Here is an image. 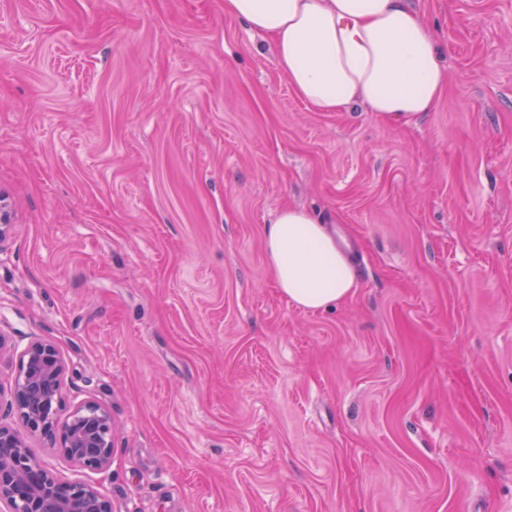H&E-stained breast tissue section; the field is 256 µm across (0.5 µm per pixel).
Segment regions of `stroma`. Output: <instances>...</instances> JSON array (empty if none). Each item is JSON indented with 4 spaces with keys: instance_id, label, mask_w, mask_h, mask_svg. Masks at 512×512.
<instances>
[{
    "instance_id": "1",
    "label": "stroma",
    "mask_w": 512,
    "mask_h": 512,
    "mask_svg": "<svg viewBox=\"0 0 512 512\" xmlns=\"http://www.w3.org/2000/svg\"><path fill=\"white\" fill-rule=\"evenodd\" d=\"M448 86L406 126L299 99L224 0H0V329L53 340L115 512H512V0H411ZM284 206L357 286L289 305Z\"/></svg>"
}]
</instances>
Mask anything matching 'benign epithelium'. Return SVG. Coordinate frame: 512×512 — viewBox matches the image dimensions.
<instances>
[{"instance_id":"1","label":"benign epithelium","mask_w":512,"mask_h":512,"mask_svg":"<svg viewBox=\"0 0 512 512\" xmlns=\"http://www.w3.org/2000/svg\"><path fill=\"white\" fill-rule=\"evenodd\" d=\"M11 225L10 205L0 194V244ZM17 357L7 413L19 415L29 432L49 438L80 468L107 469L113 453L112 415L88 401L60 421L67 364L55 343L35 338ZM17 501L22 512H114L112 501L96 485L55 476L30 454L26 437L0 421V509L14 512Z\"/></svg>"}]
</instances>
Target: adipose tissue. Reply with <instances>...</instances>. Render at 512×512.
Returning <instances> with one entry per match:
<instances>
[{"mask_svg": "<svg viewBox=\"0 0 512 512\" xmlns=\"http://www.w3.org/2000/svg\"><path fill=\"white\" fill-rule=\"evenodd\" d=\"M224 12L268 39L294 93L322 112L361 105L409 125L435 109L448 82L408 0H224ZM263 236L272 280L290 304L319 311L351 296L356 271L311 212L280 208Z\"/></svg>", "mask_w": 512, "mask_h": 512, "instance_id": "adipose-tissue-1", "label": "adipose tissue"}]
</instances>
